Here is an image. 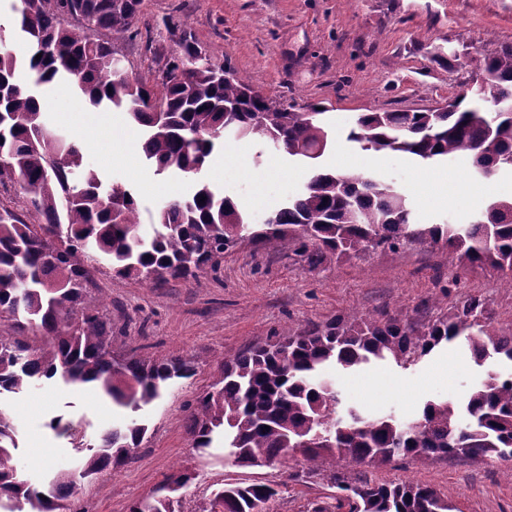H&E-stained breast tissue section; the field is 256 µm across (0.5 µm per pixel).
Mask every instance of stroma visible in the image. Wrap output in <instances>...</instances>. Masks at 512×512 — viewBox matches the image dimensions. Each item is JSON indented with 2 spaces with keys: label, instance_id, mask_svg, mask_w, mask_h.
I'll return each instance as SVG.
<instances>
[{
  "label": "stroma",
  "instance_id": "stroma-1",
  "mask_svg": "<svg viewBox=\"0 0 512 512\" xmlns=\"http://www.w3.org/2000/svg\"><path fill=\"white\" fill-rule=\"evenodd\" d=\"M183 22L202 53L230 66L265 96L299 108L322 106L335 133L321 159L330 169L339 153L354 165L365 159V152L343 137L358 114L443 106L475 84L470 56L512 44V0H143L141 37L114 44L126 73L155 80L179 48ZM452 49L458 53L453 63ZM45 118L83 145L88 163L107 183L133 190L143 223L170 197L188 192L185 181L154 175L138 143L113 144L110 128L126 123L125 113L91 109L69 88L58 87L47 94ZM430 174L447 177L459 194L473 189L487 198L512 195V176L474 181L459 160L422 167L390 157L377 176L400 188L420 223L471 222L478 205L435 202L434 186L423 182ZM307 176L304 166L272 147L261 150L253 140L229 137L204 174L255 224L264 221L272 204L298 191ZM93 280L112 320L115 355L180 356L194 361L196 373L141 412L148 431L135 460L84 484L75 502L78 512H127L179 467L197 476L184 493L186 512L223 484L269 481L281 489L276 512H307L330 490L319 476L306 483L292 480L301 460L241 467L226 460L223 449L193 448L187 407L218 378L223 361L353 312L375 317L397 311L426 323L469 295L484 299L496 327L512 328V289L478 266L449 283L447 248L416 243L394 251L372 249L313 270L287 246L245 242L225 252L219 266L198 282L151 286L114 277L103 264L94 266ZM481 376L469 355L452 345L406 369L379 364L329 373L337 390L366 414L400 418L421 411L426 401L463 397ZM9 406L21 426L19 461L35 475L73 467L78 458L72 444L50 428L53 418L82 425L91 445L104 429L126 420L94 388L76 390L54 379L12 396ZM336 471L353 483L426 484L459 512H512V469L498 461L399 457L380 468L340 461Z\"/></svg>",
  "mask_w": 512,
  "mask_h": 512
}]
</instances>
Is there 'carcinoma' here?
I'll use <instances>...</instances> for the list:
<instances>
[{
	"label": "carcinoma",
	"instance_id": "carcinoma-1",
	"mask_svg": "<svg viewBox=\"0 0 512 512\" xmlns=\"http://www.w3.org/2000/svg\"><path fill=\"white\" fill-rule=\"evenodd\" d=\"M13 34L0 27V185L18 186L26 209L0 207V397L44 379L99 387L132 413L161 398L175 379L195 374L181 357L119 358L112 354V320L101 310L90 268L109 263L118 278L161 284L200 282L206 268L247 240L258 247L284 242L317 267L371 248L405 243L448 248V269L472 265L495 272L512 288V197L494 199L469 224H421L397 188L365 171L336 173L315 164L332 142L325 112L274 101L227 67L198 58L184 32L181 51L151 84L123 72L112 44L141 35L143 0H11ZM107 32L110 37L103 38ZM41 58H36V55ZM480 76L465 94L434 111L361 113L347 140L364 151L419 163L469 162L485 178L512 174V46L476 54ZM70 85L93 108L127 115L141 137L154 175L188 180L193 190L166 201L145 232L131 190L109 185L90 167L81 146L51 129L44 91ZM253 138L280 155L310 165L304 188L261 224L202 180L224 135ZM461 339L478 366L502 356L512 362V331L494 325L484 300L468 296L432 323L380 317L338 319L295 336L246 349L222 364L220 378L198 394L188 422L193 448L219 441L240 466L301 457L298 482L322 475L333 489L310 512H456L436 489L419 483H350L336 460L381 467L399 456L453 455L472 461L512 460V372L491 371L461 400L425 403L415 424L393 416L368 418L342 399L321 371H354L373 360L409 368L443 343ZM51 427L81 443V431L56 417ZM19 425L0 403V497L8 512H68L82 482L136 458L147 433L139 419L106 430L78 465L43 489L37 476H18ZM129 512H182L164 494ZM279 491L266 483H226L190 512H272ZM27 510H22V506Z\"/></svg>",
	"mask_w": 512,
	"mask_h": 512
}]
</instances>
